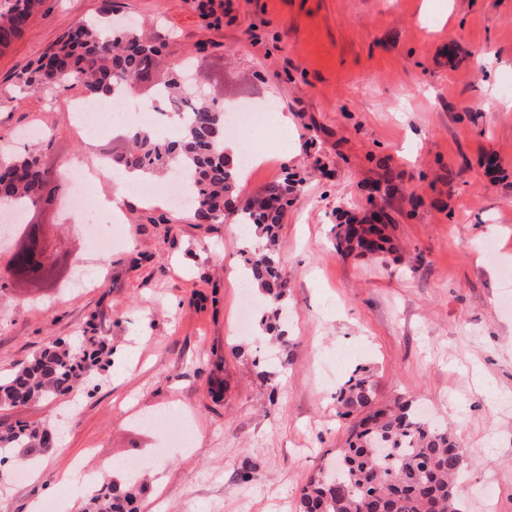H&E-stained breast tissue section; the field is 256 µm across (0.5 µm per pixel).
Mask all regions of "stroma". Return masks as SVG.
Segmentation results:
<instances>
[{"label": "stroma", "instance_id": "35a3bbf8", "mask_svg": "<svg viewBox=\"0 0 512 512\" xmlns=\"http://www.w3.org/2000/svg\"><path fill=\"white\" fill-rule=\"evenodd\" d=\"M218 2L211 25L193 0H47L48 16L0 51V148L40 118L36 148L51 170L94 151L64 110L70 91L25 92L17 76L108 5L168 64L198 55L197 85L225 108L275 105L224 134L245 149L278 146L241 176L238 209L220 224L138 197L118 222L100 210L72 224L57 203L34 213L57 277L0 289V374L91 326L111 337L112 364L79 399L0 409L1 426L60 429L25 479L5 463L0 512H81L90 488L61 474L96 475L106 461L121 481L139 464V512H295L307 479L346 445L351 421L335 395L356 371L377 405L414 400L467 449V512H484L487 489L494 512H512V400L500 401L512 393V0ZM287 178L297 185L278 231L285 361L235 324L261 305L242 282L251 232L239 209ZM383 181L389 190L372 192ZM375 211L392 218L394 252H338V224ZM114 236L120 246L93 256L92 238ZM181 427L191 447L177 446Z\"/></svg>", "mask_w": 512, "mask_h": 512}]
</instances>
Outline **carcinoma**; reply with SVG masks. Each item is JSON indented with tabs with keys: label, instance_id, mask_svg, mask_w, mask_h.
I'll return each mask as SVG.
<instances>
[{
	"label": "carcinoma",
	"instance_id": "obj_1",
	"mask_svg": "<svg viewBox=\"0 0 512 512\" xmlns=\"http://www.w3.org/2000/svg\"><path fill=\"white\" fill-rule=\"evenodd\" d=\"M45 12V0H0V49L21 36L34 15ZM161 47L147 42L131 27L82 21L49 46L36 62L17 75L36 93L78 88L85 98L108 99L149 84L177 111L178 136L161 138L137 128L131 145L108 152L112 169L152 180L177 168L197 184L190 205L197 224H222L234 200L239 170L221 148L224 105L197 93L187 69L159 66ZM58 195L67 182L61 173L44 168L35 152L16 155L0 151V200L33 208L48 184ZM288 183L270 186L252 198L243 211L255 226L259 243L244 260L247 281L265 295L259 324L277 335L281 356L292 348L277 325L286 296L276 235L283 217ZM384 224H347L336 233V248L347 254L376 256L388 250ZM109 336H83L77 341L50 342L30 359L0 375V407L14 408L41 399L81 394L111 364ZM369 380L351 375L336 391L342 414L362 416L336 464L319 469L301 490L296 512H466L458 495L467 450L445 427L426 421L412 400L377 407ZM56 435L51 427L27 424L0 428V453L17 450L36 457ZM84 512H139L136 482L109 480L89 497Z\"/></svg>",
	"mask_w": 512,
	"mask_h": 512
}]
</instances>
